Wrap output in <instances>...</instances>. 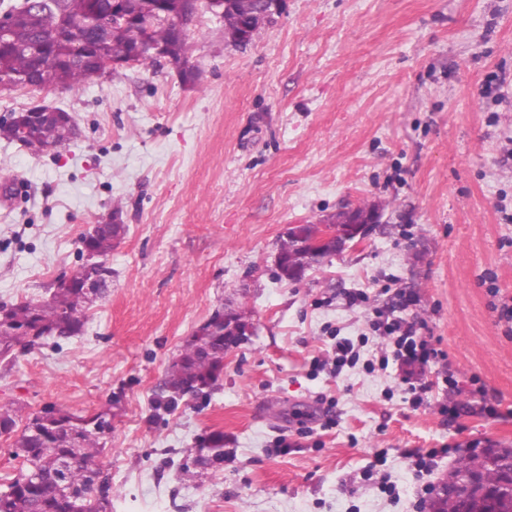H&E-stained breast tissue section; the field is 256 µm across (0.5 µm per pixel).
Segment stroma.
Segmentation results:
<instances>
[{
    "label": "stroma",
    "mask_w": 512,
    "mask_h": 512,
    "mask_svg": "<svg viewBox=\"0 0 512 512\" xmlns=\"http://www.w3.org/2000/svg\"><path fill=\"white\" fill-rule=\"evenodd\" d=\"M186 55L192 87L161 63L0 89V122L43 104L78 130L41 156L0 140V303L73 274L114 204L127 226L84 334L0 360V407H111L112 512H429L428 485L512 448V0H286L241 47L202 10ZM368 206V237L279 279L288 225ZM399 293L442 351L418 403L396 365L368 368L383 339L367 311ZM221 305L252 335L205 399L157 408ZM344 339L360 358L336 374ZM214 431L223 459L183 470Z\"/></svg>",
    "instance_id": "35a3bbf8"
}]
</instances>
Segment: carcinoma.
Wrapping results in <instances>:
<instances>
[{
  "label": "carcinoma",
  "mask_w": 512,
  "mask_h": 512,
  "mask_svg": "<svg viewBox=\"0 0 512 512\" xmlns=\"http://www.w3.org/2000/svg\"><path fill=\"white\" fill-rule=\"evenodd\" d=\"M224 34L233 37L258 23L252 10L231 3L222 16ZM41 33L50 40L51 62L39 61L22 47ZM96 44L93 58L76 61L75 46L51 12L24 20L10 30V43L0 45V89L15 76L36 74L41 88L93 84L112 73L104 64L128 58L143 42L171 43L173 25L162 21L118 23L92 34ZM0 139L16 140L33 154L41 155L65 142L63 128L46 122L25 136L16 126L0 123ZM126 233L123 224H99L81 238L82 248L108 258L117 240ZM323 234L320 224H296L279 240L282 255L298 253L301 242ZM88 299L82 288L58 283L50 295L37 302L20 300L7 309L4 333L0 334V358L15 359L17 354L46 338L67 339L84 331V310ZM224 372V306L216 308L209 319L185 341L179 355L169 365L159 401L166 410L177 407L180 395L200 387H213ZM19 415L0 409V437H15L14 456L26 463V471L0 489V512H112L108 479L103 476L98 456L105 446L97 428L112 418L110 410L75 415L54 407L43 416L33 414L17 431ZM224 456V433L213 432L196 449V458L204 460ZM74 460L68 478L75 485L71 496L54 492L55 477L69 460ZM512 448H490L469 458L451 473L448 499L430 504L431 512H512Z\"/></svg>",
  "instance_id": "carcinoma-1"
}]
</instances>
